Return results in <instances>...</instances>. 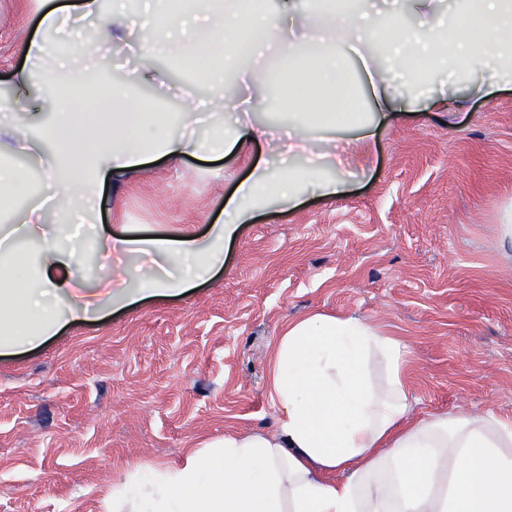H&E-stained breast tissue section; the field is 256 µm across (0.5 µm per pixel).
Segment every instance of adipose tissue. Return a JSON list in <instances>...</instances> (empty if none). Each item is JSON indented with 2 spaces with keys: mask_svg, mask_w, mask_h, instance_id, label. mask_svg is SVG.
<instances>
[{
  "mask_svg": "<svg viewBox=\"0 0 512 512\" xmlns=\"http://www.w3.org/2000/svg\"><path fill=\"white\" fill-rule=\"evenodd\" d=\"M143 16L140 36L128 24ZM96 26L93 41L73 28ZM275 44L288 63L289 91L278 92L286 152L304 166L272 179L259 171L224 200L223 222L185 239L134 236L74 217L119 186L151 157L225 156L272 134L257 121L266 73L242 65L241 44ZM136 46L131 84L149 78L148 62L176 57L209 81L208 108L223 114L208 137L185 134L197 107L155 118L142 101L110 88L107 111L81 112L75 94L102 46ZM25 61L0 98V351L31 348L65 325L104 310L173 297L206 281L224 264V247L255 220L258 203L297 202L301 189L322 196L345 183L323 176L334 134L357 126L359 144L376 123L399 112L389 89L408 101L456 116L457 79L492 69L512 85V0H69L43 4L24 41ZM357 58L372 121L344 105L358 98L346 62ZM41 67L70 87L66 96L34 85ZM26 119L11 120L15 111ZM40 166L32 184L11 158ZM154 257L127 263L118 279L88 283L90 267L111 256ZM381 360L382 382L369 366ZM404 347L360 319L312 313L290 321L268 363L271 401L282 415L271 434L226 436L188 451L175 466L150 465L112 484L103 512H512V422L493 413L413 417Z\"/></svg>",
  "mask_w": 512,
  "mask_h": 512,
  "instance_id": "1",
  "label": "adipose tissue"
}]
</instances>
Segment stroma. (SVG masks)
<instances>
[{"mask_svg": "<svg viewBox=\"0 0 512 512\" xmlns=\"http://www.w3.org/2000/svg\"><path fill=\"white\" fill-rule=\"evenodd\" d=\"M39 9L0 0L1 92ZM355 135L341 131L340 162L325 169L347 179L342 196L270 200L205 284L0 355V512H102L125 470L273 431L270 350L285 323L313 312L362 318L403 342L413 415L512 421V242L500 229L512 208V90L469 97L451 126L418 104L380 125L369 148L349 145ZM272 149L144 165L91 220L201 234Z\"/></svg>", "mask_w": 512, "mask_h": 512, "instance_id": "stroma-1", "label": "stroma"}]
</instances>
